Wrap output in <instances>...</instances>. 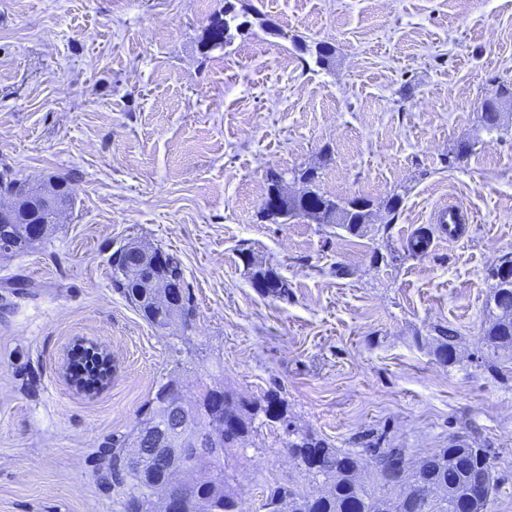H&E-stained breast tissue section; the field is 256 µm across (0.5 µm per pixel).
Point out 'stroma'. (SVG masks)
Returning a JSON list of instances; mask_svg holds the SVG:
<instances>
[{"label":"stroma","mask_w":512,"mask_h":512,"mask_svg":"<svg viewBox=\"0 0 512 512\" xmlns=\"http://www.w3.org/2000/svg\"><path fill=\"white\" fill-rule=\"evenodd\" d=\"M224 48L201 38L224 0H0V172L72 176L73 206L28 252L0 253V512H122L100 477L160 383L275 393L232 460L241 512L270 488L320 492L286 451L449 439L494 453L490 512H512V352L483 339L490 270L512 259V0H250ZM332 48L320 65L300 43ZM371 199L369 223L259 216L272 173ZM397 207H389L391 197ZM448 204L475 221L448 241ZM430 234L426 254L412 236ZM132 241L179 258L195 307L150 325L112 286ZM270 268L284 296H260ZM452 360L438 355L443 333ZM78 338L118 362L86 395L61 373Z\"/></svg>","instance_id":"35a3bbf8"}]
</instances>
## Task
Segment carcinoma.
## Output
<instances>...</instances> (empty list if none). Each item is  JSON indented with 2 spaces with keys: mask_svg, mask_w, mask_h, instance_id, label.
<instances>
[{
  "mask_svg": "<svg viewBox=\"0 0 512 512\" xmlns=\"http://www.w3.org/2000/svg\"><path fill=\"white\" fill-rule=\"evenodd\" d=\"M235 19L234 15L213 19L204 32L203 44L212 50L219 48V39L224 37V26ZM55 180L57 191L51 205L6 172L0 174V194L26 193L30 208L23 220L52 224L55 222V211H64L72 203L69 178L57 176ZM329 208L331 219L328 223L343 224L351 230L370 215V200L358 196L340 198L330 201ZM299 216L301 205L294 201L280 212L261 211V217L274 224ZM493 276L497 282L487 303L492 322L484 330V340L496 354L512 350V317L507 318L501 314L505 309L512 310V266L506 268L502 264L498 265ZM155 279L169 280L179 288H185L183 269L174 256L171 257L170 265L160 271L137 264L128 266L122 256L112 258V287L120 290L152 326L160 330L188 329L194 315L190 296L182 295L181 304L171 310L155 309L150 301V284ZM71 351L68 359L70 378L83 389L98 390L97 384L108 377L109 367L105 359L91 346L80 345L71 348ZM169 387L167 382L158 386L148 401V408L140 415L130 433L112 437V466H117L120 456L128 450L142 429L167 426L165 402ZM194 410L199 424L214 428L217 440L208 449L210 458L203 464L201 481L189 499L184 501L183 510L239 512L237 498L230 486L232 475L227 472L226 461L233 457L232 451L252 434V422L258 414L272 413L276 419L284 420L287 410L275 395L244 401L220 387L208 385L195 403ZM287 448L299 464L304 466L305 471L330 481L334 492L332 496L325 497L320 493L296 492L278 486L270 489L266 496L263 503L266 512H281L278 502L282 497L292 499L293 512H400L401 505L393 499L381 463L387 459H397L404 467H412L404 449H367L376 476V485L369 486L362 483L355 485L350 480V473L359 466V458L353 453L342 452L310 434H302L288 442ZM140 453L143 454V465L121 467L122 476L115 478L112 487L120 488L121 495L138 500L143 512H153L154 487L171 482L174 473L154 458L147 443L140 444ZM492 458L490 449L470 448L461 440L441 449L439 457L431 459L426 467L417 472L415 481L410 483L413 492L419 495L414 501L418 512H480L483 507L481 501H469L461 488L474 475L482 479L485 499L492 500L498 491ZM432 483L447 486L445 499L440 502L420 499L425 485Z\"/></svg>",
  "mask_w": 512,
  "mask_h": 512,
  "instance_id": "1",
  "label": "carcinoma"
}]
</instances>
